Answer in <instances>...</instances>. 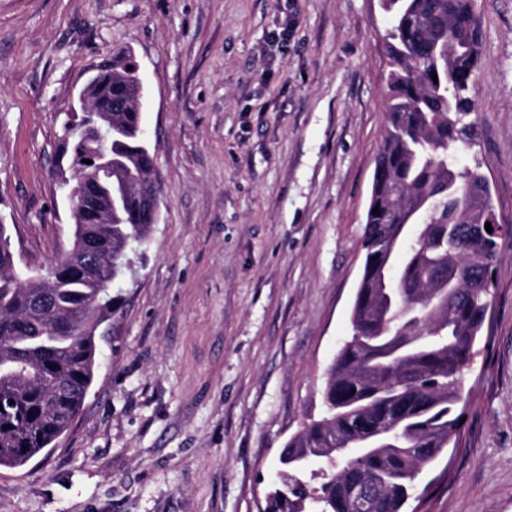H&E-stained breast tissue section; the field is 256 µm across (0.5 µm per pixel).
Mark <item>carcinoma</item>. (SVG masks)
Wrapping results in <instances>:
<instances>
[{
    "label": "carcinoma",
    "mask_w": 512,
    "mask_h": 512,
    "mask_svg": "<svg viewBox=\"0 0 512 512\" xmlns=\"http://www.w3.org/2000/svg\"><path fill=\"white\" fill-rule=\"evenodd\" d=\"M391 26L384 37L386 124L375 159L362 238L364 265L351 314L352 334L327 370L324 413L288 439L279 481L263 512H336L347 483L366 486L372 512H403L421 471L457 434L462 374L489 307V274L498 257V220L479 163L456 153L475 137L474 84L482 61L475 0H380ZM438 80H433V77ZM142 82L121 54L78 94L79 112L96 109L112 131V174L84 160L94 145L67 119L58 134L70 155L67 190L97 206L72 208L67 255L21 278L11 234L0 224V466L19 468L53 447L81 411L98 369L100 330L117 312L112 284L128 266L126 242L151 228L144 200L158 195L154 155L141 126ZM122 200L105 219L109 193ZM419 208L399 261L384 272L403 313L384 309L369 251ZM388 433L370 445L365 427ZM341 441L331 465L325 450Z\"/></svg>",
    "instance_id": "1"
}]
</instances>
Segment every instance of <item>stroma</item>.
Segmentation results:
<instances>
[{"label": "stroma", "mask_w": 512, "mask_h": 512, "mask_svg": "<svg viewBox=\"0 0 512 512\" xmlns=\"http://www.w3.org/2000/svg\"><path fill=\"white\" fill-rule=\"evenodd\" d=\"M474 147L512 223V0H477ZM283 50L271 38L282 24ZM390 26L378 0H0V218L18 273L64 256L57 134L131 52L159 212L71 430L0 467V512H259L350 334ZM422 512H512V238Z\"/></svg>", "instance_id": "35a3bbf8"}]
</instances>
